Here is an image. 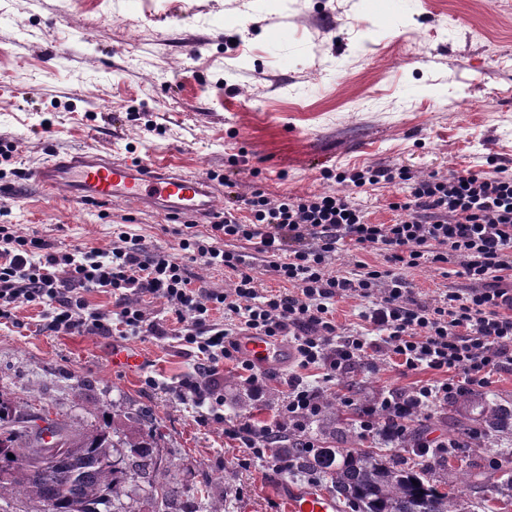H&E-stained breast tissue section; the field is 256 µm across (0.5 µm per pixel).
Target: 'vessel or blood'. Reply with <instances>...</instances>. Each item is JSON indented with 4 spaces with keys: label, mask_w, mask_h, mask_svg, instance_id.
I'll use <instances>...</instances> for the list:
<instances>
[{
    "label": "vessel or blood",
    "mask_w": 512,
    "mask_h": 512,
    "mask_svg": "<svg viewBox=\"0 0 512 512\" xmlns=\"http://www.w3.org/2000/svg\"><path fill=\"white\" fill-rule=\"evenodd\" d=\"M33 176L50 202L63 194L85 201L132 203L171 217L199 219L218 213L222 204L221 190L205 177L163 165L134 163L94 149L52 154ZM232 343L236 356L265 369L289 361L290 346L280 338L246 332L233 337ZM286 510L338 512V505L332 494L305 487L289 491Z\"/></svg>",
    "instance_id": "obj_1"
}]
</instances>
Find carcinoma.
<instances>
[{
  "instance_id": "cac0c4a2",
  "label": "carcinoma",
  "mask_w": 512,
  "mask_h": 512,
  "mask_svg": "<svg viewBox=\"0 0 512 512\" xmlns=\"http://www.w3.org/2000/svg\"><path fill=\"white\" fill-rule=\"evenodd\" d=\"M53 409L20 413L0 396V512L13 499L24 512H137L123 506L121 492L130 486L153 506L151 512H220L222 502L202 495L186 504L166 480L175 466L159 454L160 436L142 410L101 414L95 425L77 427L54 416L37 432L32 423ZM336 401L325 399L318 419L324 446L310 454L302 436L288 434L278 451L295 466L324 477L336 498L352 512H473L461 495L442 492L422 471L387 459L374 450L347 447L349 435L334 426ZM484 427L512 429V405L488 398L480 405ZM13 457H8V454Z\"/></svg>"
}]
</instances>
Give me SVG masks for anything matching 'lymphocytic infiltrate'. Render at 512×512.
<instances>
[{
	"label": "lymphocytic infiltrate",
	"mask_w": 512,
	"mask_h": 512,
	"mask_svg": "<svg viewBox=\"0 0 512 512\" xmlns=\"http://www.w3.org/2000/svg\"><path fill=\"white\" fill-rule=\"evenodd\" d=\"M398 179L408 182L409 195L398 205L402 218L392 223L370 222L359 203L339 192L274 203L257 191L244 201L248 220L228 209L207 235L177 228L178 257L147 248L125 231L107 250L50 252L41 238L1 225L0 319H11L26 303L41 307L42 329L54 334L108 336L118 326L127 336L181 337L197 349L198 362L178 397L200 409L202 420L224 421L225 436L247 457L280 471L291 462L273 452L276 438L305 432L321 410V391L295 377L274 423L223 420L217 375L220 360L233 356L229 338L242 332L293 337L302 367H317L327 382L357 366L373 367L385 350L406 369L441 375L360 410L362 431L380 430L401 442L423 409L486 386L492 371L512 366V174L490 178L469 170L415 178L404 169L372 166L337 176L357 188ZM226 240L254 245L262 267L224 249ZM348 244L383 252L385 265L361 263L351 274H328L329 261ZM197 260L233 271L232 288L192 287L188 265ZM427 263L455 265L469 288L448 291L433 306L418 304L402 271ZM261 270L287 283V290L259 289ZM96 288L110 290L115 313L90 306L86 294ZM352 294L367 304L360 325L343 329L334 318L336 304ZM148 298L170 304L174 323L149 320ZM217 311L223 321L214 319Z\"/></svg>",
	"instance_id": "obj_1"
}]
</instances>
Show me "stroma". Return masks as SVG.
I'll return each instance as SVG.
<instances>
[{
	"mask_svg": "<svg viewBox=\"0 0 512 512\" xmlns=\"http://www.w3.org/2000/svg\"><path fill=\"white\" fill-rule=\"evenodd\" d=\"M87 147L225 176L232 196L260 191L274 201L336 190L337 174L366 166L417 177L512 173V0H0V225L53 251L105 249L120 230L177 251L172 218L130 203L46 202L34 167ZM407 194L398 180L356 199L371 222L387 224L391 203ZM404 276L422 303L468 286L433 264ZM40 320V307L22 304L0 325V395L18 411L37 410L44 397L84 425L88 405H134L157 425L182 500L210 487L227 492L226 512H286L289 488H326L294 469L244 463L223 424L200 423L174 392L196 363L178 337L54 335L40 332ZM116 345L139 353L142 366L113 370ZM294 376L350 396L336 421L353 448L426 466L441 491L466 496L475 512H512L500 494L502 473L512 471L511 430H481L444 459L361 434L358 406L433 378L396 358L381 356L350 388L295 363L271 369L260 399L227 360L224 415L273 423ZM80 381L90 386L83 401L73 396ZM485 396L512 403V370L494 371L472 398L452 395L422 411L410 438L462 439L477 424L471 399Z\"/></svg>",
	"mask_w": 512,
	"mask_h": 512,
	"instance_id": "stroma-1",
	"label": "stroma"
}]
</instances>
